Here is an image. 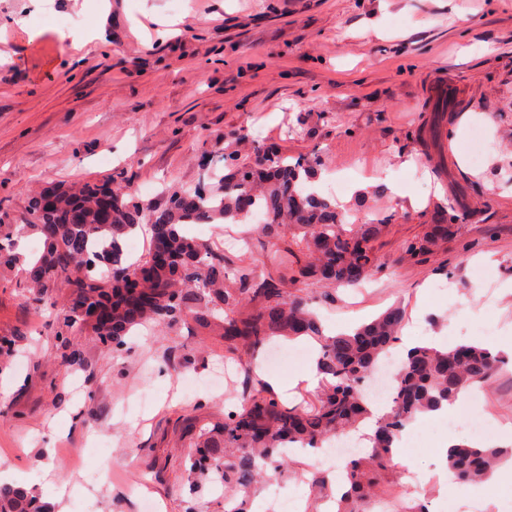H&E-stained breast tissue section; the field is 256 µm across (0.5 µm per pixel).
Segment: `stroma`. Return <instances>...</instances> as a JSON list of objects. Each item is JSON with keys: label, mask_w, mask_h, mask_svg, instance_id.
I'll return each instance as SVG.
<instances>
[{"label": "stroma", "mask_w": 512, "mask_h": 512, "mask_svg": "<svg viewBox=\"0 0 512 512\" xmlns=\"http://www.w3.org/2000/svg\"><path fill=\"white\" fill-rule=\"evenodd\" d=\"M0 0V222L24 223L31 196L117 177L136 200L165 206L173 190L223 170L214 135L242 131L247 149L315 160L323 193L359 223L385 220L379 267L359 288L309 282L325 326L346 328L393 305L401 335L444 346L490 339L503 364L451 418L409 423L401 466L385 483L429 512H468L471 488L439 493L435 453L471 440L472 416L512 426V0ZM105 36L75 49L60 19ZM371 181L366 195L354 184ZM458 230L446 252L406 259L442 206ZM246 234L232 260L262 253L254 223L199 224L220 240ZM65 294L34 304L17 269L0 268V468L51 512H185L190 421L224 412L239 365L187 328L135 329L124 349L66 331ZM67 332L83 367L64 368ZM111 462V483L96 472ZM64 483V503L53 486Z\"/></svg>", "instance_id": "35a3bbf8"}]
</instances>
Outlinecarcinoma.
<instances>
[{
    "label": "carcinoma",
    "instance_id": "cac0c4a2",
    "mask_svg": "<svg viewBox=\"0 0 512 512\" xmlns=\"http://www.w3.org/2000/svg\"><path fill=\"white\" fill-rule=\"evenodd\" d=\"M228 169L216 186L173 192L164 208L129 201L125 189L117 187L105 218L97 212L100 185L93 184L77 193L34 197L26 223L0 224V265L17 262L14 234L33 228L43 235L44 251L25 271V285L43 305L55 303L57 291L65 289L70 327L118 349L124 336L143 323L185 325L200 336L218 337L224 358L241 364V405L224 409L208 428L186 426L195 448L184 464L191 492L186 512H198V494L217 481L229 494L231 508L224 512H249L247 492L266 470L283 477L296 466L284 449L318 448L367 418L365 384L381 356L398 342L402 321L401 310L392 307L351 334L324 335L302 286L310 280L337 286L363 282L378 268L375 243L385 225L345 229L348 215L312 188L315 167L301 157L290 161L266 150L248 161L234 159ZM256 210L265 215L261 234L272 242L264 261L278 266L294 255L291 245L302 249L305 260L292 270L300 287L293 292L286 276L259 273L250 263L226 277L224 249L188 233L192 224H235ZM143 224L152 229L153 247L169 253L168 264L151 266L147 256L135 263L124 258L123 239ZM284 229L291 240L283 239ZM454 232L452 224H430L422 237L404 244L403 253L411 259L436 257ZM83 305L109 310L110 320L89 319L79 312ZM300 336L320 344L324 384L313 397L287 405L250 360L276 338ZM501 363L498 355L474 344L407 350L392 407L375 423L370 452L346 462L348 490L338 512H365L370 500L379 497L380 478L392 466L394 443L409 422L454 401L472 384L489 383ZM506 459H512V448L459 444L448 449V471L457 482L473 484ZM309 482L316 501L332 491L331 479L322 472H311ZM0 512L50 510L35 492L1 485Z\"/></svg>",
    "mask_w": 512,
    "mask_h": 512
}]
</instances>
